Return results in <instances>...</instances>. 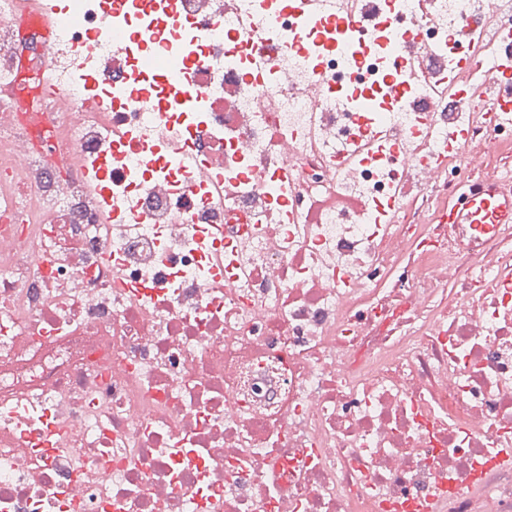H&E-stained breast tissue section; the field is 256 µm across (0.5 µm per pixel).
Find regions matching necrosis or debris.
I'll list each match as a JSON object with an SVG mask.
<instances>
[{"mask_svg":"<svg viewBox=\"0 0 512 512\" xmlns=\"http://www.w3.org/2000/svg\"><path fill=\"white\" fill-rule=\"evenodd\" d=\"M234 2L72 0L47 79L10 62L41 30L0 0V512H512V230L435 220L512 186V121L443 94L495 0H365L334 53L288 12L241 33L267 3ZM476 40L480 84L512 12ZM157 56L192 111L126 93Z\"/></svg>","mask_w":512,"mask_h":512,"instance_id":"obj_1","label":"necrosis or debris"}]
</instances>
